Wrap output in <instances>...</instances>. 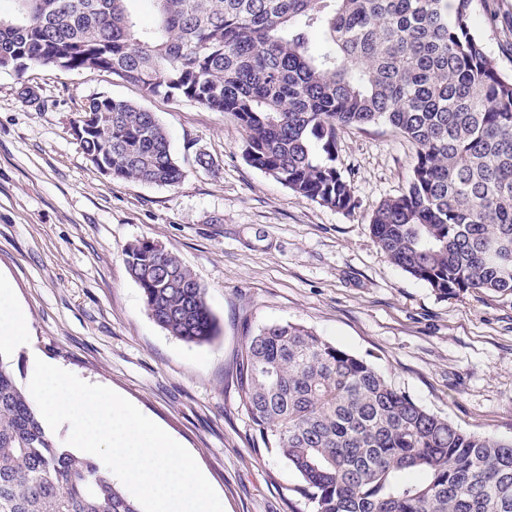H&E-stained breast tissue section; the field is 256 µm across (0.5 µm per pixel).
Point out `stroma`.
Wrapping results in <instances>:
<instances>
[{"label": "stroma", "instance_id": "stroma-1", "mask_svg": "<svg viewBox=\"0 0 512 512\" xmlns=\"http://www.w3.org/2000/svg\"><path fill=\"white\" fill-rule=\"evenodd\" d=\"M472 24L512 75V0H474ZM99 96L155 114L184 172L178 185L113 179L87 160L73 127ZM244 141L231 114L145 99L107 74L0 70V278L28 320L5 350L18 382L42 358L113 389L193 455L224 512L298 504L296 473L254 445L232 380L243 337L273 323L366 359L464 431L512 440V294L440 296L371 234L373 210L407 186L411 144L385 125L340 133L357 199L343 213L251 167ZM143 237L200 281L218 326L211 342L186 343L149 315L122 255Z\"/></svg>", "mask_w": 512, "mask_h": 512}]
</instances>
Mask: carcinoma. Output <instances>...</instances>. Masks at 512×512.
Here are the masks:
<instances>
[{"instance_id":"obj_1","label":"carcinoma","mask_w":512,"mask_h":512,"mask_svg":"<svg viewBox=\"0 0 512 512\" xmlns=\"http://www.w3.org/2000/svg\"><path fill=\"white\" fill-rule=\"evenodd\" d=\"M0 70L109 74L141 96L230 113L253 168L336 211L356 208L339 132L386 124L414 147L407 188L372 236L437 294L512 293V77L472 30L473 0H14ZM80 146L110 177L175 186L183 171L156 117L90 99ZM125 264L171 335L214 338L205 289L142 238ZM233 382L265 448L298 475V512H512V442L455 428L368 361L296 323L246 337ZM404 471L419 478L398 480ZM0 512H140L93 458L63 448L0 355Z\"/></svg>"}]
</instances>
